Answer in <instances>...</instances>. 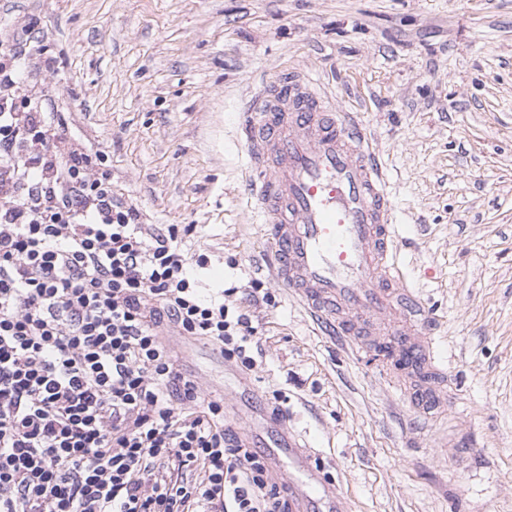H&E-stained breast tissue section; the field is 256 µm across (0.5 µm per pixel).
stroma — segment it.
Instances as JSON below:
<instances>
[{
	"label": "stroma",
	"instance_id": "obj_1",
	"mask_svg": "<svg viewBox=\"0 0 512 512\" xmlns=\"http://www.w3.org/2000/svg\"><path fill=\"white\" fill-rule=\"evenodd\" d=\"M1 39L56 70L16 101L44 98L141 223L192 225L203 287L257 326L250 370L172 340L227 428L306 447L352 512H512V0H0ZM297 74L391 171L398 263L448 369L432 426L405 369L343 350L261 268L238 113L261 79ZM464 434L468 468L435 445Z\"/></svg>",
	"mask_w": 512,
	"mask_h": 512
}]
</instances>
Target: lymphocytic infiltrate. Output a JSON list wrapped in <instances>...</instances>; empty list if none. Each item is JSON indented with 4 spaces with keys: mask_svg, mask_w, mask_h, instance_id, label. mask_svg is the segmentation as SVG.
<instances>
[{
    "mask_svg": "<svg viewBox=\"0 0 512 512\" xmlns=\"http://www.w3.org/2000/svg\"><path fill=\"white\" fill-rule=\"evenodd\" d=\"M32 59L0 43V512H291L161 337L250 369L257 328L203 294L192 225L140 223L42 99L16 108Z\"/></svg>",
    "mask_w": 512,
    "mask_h": 512,
    "instance_id": "1",
    "label": "lymphocytic infiltrate"
}]
</instances>
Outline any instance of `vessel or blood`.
I'll return each mask as SVG.
<instances>
[{
    "instance_id": "1",
    "label": "vessel or blood",
    "mask_w": 512,
    "mask_h": 512,
    "mask_svg": "<svg viewBox=\"0 0 512 512\" xmlns=\"http://www.w3.org/2000/svg\"><path fill=\"white\" fill-rule=\"evenodd\" d=\"M240 117L266 269L353 352L368 334L381 363L421 365L426 383L410 400L436 419L446 401L432 386L444 383L445 370L434 355L431 316L401 277L388 173L364 129L298 76L263 81ZM288 492L296 512H321L334 497L315 473Z\"/></svg>"
}]
</instances>
